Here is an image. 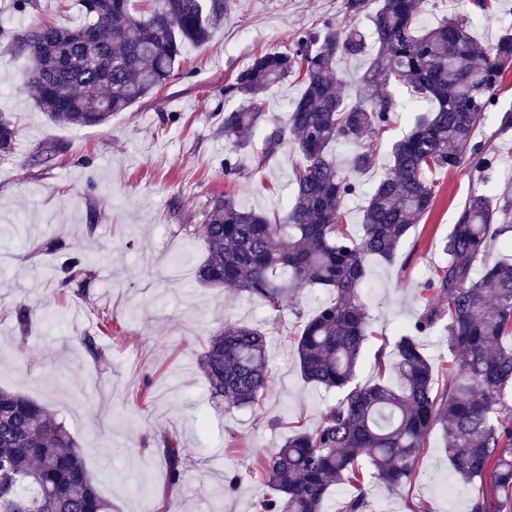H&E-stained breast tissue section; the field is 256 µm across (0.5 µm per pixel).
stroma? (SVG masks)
Here are the masks:
<instances>
[{"label": "stroma", "instance_id": "35a3bbf8", "mask_svg": "<svg viewBox=\"0 0 512 512\" xmlns=\"http://www.w3.org/2000/svg\"><path fill=\"white\" fill-rule=\"evenodd\" d=\"M473 17L479 47L512 29V0H494L490 20H475L471 0H447L422 17ZM354 22L342 0H230L208 45L184 43L179 76L161 92L103 126L74 129L51 122L24 90L28 59L0 40V112L18 129L15 148L0 153V387L46 404L75 437L99 493L112 512H254L266 487L249 473L255 457L278 447L296 427L315 429L337 392L305 382L294 337L299 314L328 299L318 288L289 300L281 313L227 287H206L195 269L206 258L201 237L186 233L210 201L228 192L244 208L272 212L290 198L287 149L263 168L240 158L235 180L224 177L228 144L215 113L238 106L224 95L253 55L288 49L296 36L325 23ZM495 117L474 136L492 160L484 173L462 166L432 174L438 194L430 213L409 231L392 261L368 264L364 301L368 337L356 370L373 378L374 355L393 343L424 307L420 288L443 261L439 245L470 192L512 197V131L496 134L497 115L512 112V72L496 95ZM410 129L396 117L376 148L375 163L357 174L361 190L347 202L346 221L359 229L373 185L390 169L391 144ZM58 252L42 251L47 240ZM90 255L83 292L56 288L64 252ZM31 330L20 335L18 306ZM112 316L102 334L101 313ZM261 327L269 338L270 388L256 408L224 409L209 397L200 367L206 340L219 324ZM97 336L100 356L81 344ZM150 379V401L131 395ZM178 437L187 459L181 486L167 487L160 435ZM239 475L236 489L227 478ZM369 512H469L470 493L449 467L440 431L427 441L415 476L388 489L366 486Z\"/></svg>", "mask_w": 512, "mask_h": 512}]
</instances>
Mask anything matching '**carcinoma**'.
Returning <instances> with one entry per match:
<instances>
[{"instance_id": "carcinoma-1", "label": "carcinoma", "mask_w": 512, "mask_h": 512, "mask_svg": "<svg viewBox=\"0 0 512 512\" xmlns=\"http://www.w3.org/2000/svg\"><path fill=\"white\" fill-rule=\"evenodd\" d=\"M79 0L77 26L33 19L8 26L6 38L30 62L26 93L56 124L80 129L108 124L178 76L182 45L207 44L224 20L226 0ZM344 0L350 16L367 14L370 31L333 25L306 31L286 51L254 57L224 93L240 100L224 112L229 153L224 175L240 173L245 151L263 165L290 145L294 193L283 211L245 209L234 195L217 196L203 223L187 224L206 243L197 268L206 286L227 285L280 312L288 296L325 288L321 302L299 325L296 353L301 377L339 392L318 426L299 431L249 472L269 489L256 512H323L335 486L358 485L365 476L401 486L415 468L432 431L440 430L453 473L469 485L470 512H512V261L481 257L495 241L512 248V200L497 204L471 193L442 246L446 262L421 291L423 313L395 343L392 378L355 382L369 336L363 300L373 256L391 258L408 231L430 212L438 190L429 174L469 162L490 164L475 129L486 123L496 91L512 69V34L487 50L469 34L471 21L445 16L421 25L429 0ZM374 50L359 78L363 92L342 94L335 66L342 57ZM304 92L283 123H274L256 145L248 132L266 122L263 95L290 76ZM430 107L393 143L390 172L373 186L361 232L343 221L345 202L356 195L353 173L374 163L373 144L386 132L402 102L389 90ZM15 123L0 114V152L14 149ZM355 148L346 168L333 147ZM86 253L60 266L61 288H86ZM444 325L452 364L441 394L417 337ZM201 367L212 399L231 407L254 406L267 393V335L259 327L224 324L206 343ZM167 465L168 486L186 472L176 439L157 442ZM0 512H112L89 477L78 444L48 406L0 388Z\"/></svg>"}]
</instances>
